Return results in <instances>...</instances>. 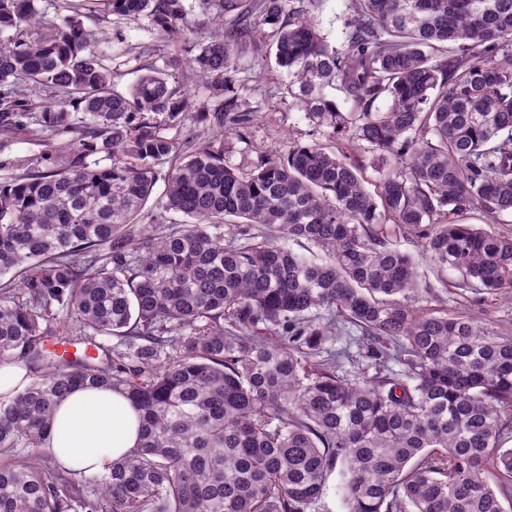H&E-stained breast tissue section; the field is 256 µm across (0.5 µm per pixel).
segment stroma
Masks as SVG:
<instances>
[{"instance_id":"35a3bbf8","label":"stroma","mask_w":512,"mask_h":512,"mask_svg":"<svg viewBox=\"0 0 512 512\" xmlns=\"http://www.w3.org/2000/svg\"><path fill=\"white\" fill-rule=\"evenodd\" d=\"M301 7L319 21L333 44L342 43L345 0H302ZM86 25L104 31L111 38L125 37L124 54L112 61L123 88L148 68L161 65L164 55L173 53L188 58L195 52L193 46L169 43L146 25L102 12L87 20ZM240 64L251 87L245 103L250 112V123L244 136L226 138V161L248 166L256 163L265 152L286 150L289 141L308 142L316 138V131L302 113L292 109L284 98L282 75L265 44L248 47ZM70 138V133H53L36 124L13 135L0 134V179L26 173L27 160L42 156L51 146L64 148ZM418 273L435 292L434 297L425 301V308L443 307L462 312L494 327L500 335L512 337V299L463 288L459 272L442 271L424 261L419 262Z\"/></svg>"}]
</instances>
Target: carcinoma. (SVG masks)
<instances>
[{"mask_svg": "<svg viewBox=\"0 0 512 512\" xmlns=\"http://www.w3.org/2000/svg\"><path fill=\"white\" fill-rule=\"evenodd\" d=\"M37 2L0 0V132L36 112L75 137L0 182V273L17 279L0 287V361L31 377L0 402V512H312L335 472L345 512H505L512 494L485 470L512 476V339L420 307L433 289L379 225L466 287L512 293V237L460 222L512 215V0H350L338 46L290 0L203 37L182 0H64L63 24L30 38ZM100 4L199 52L122 92L112 41L84 25ZM265 27L325 141L246 170L224 160V131L250 122L238 61ZM187 65L209 90L198 110ZM193 111L217 131L180 143L147 118ZM101 153L112 163L89 160ZM171 213L185 223L131 247V225ZM56 306L91 335L60 332ZM339 331L359 333L353 375ZM77 386L124 391L141 419L136 452L89 477L43 452Z\"/></svg>", "mask_w": 512, "mask_h": 512, "instance_id": "obj_1", "label": "carcinoma"}]
</instances>
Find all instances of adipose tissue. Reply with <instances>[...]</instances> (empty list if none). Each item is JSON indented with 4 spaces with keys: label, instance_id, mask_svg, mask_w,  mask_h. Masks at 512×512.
Returning <instances> with one entry per match:
<instances>
[{
    "label": "adipose tissue",
    "instance_id": "1",
    "mask_svg": "<svg viewBox=\"0 0 512 512\" xmlns=\"http://www.w3.org/2000/svg\"><path fill=\"white\" fill-rule=\"evenodd\" d=\"M139 438V413L125 394L78 388L57 406L44 451L69 469L99 473L137 448Z\"/></svg>",
    "mask_w": 512,
    "mask_h": 512
}]
</instances>
